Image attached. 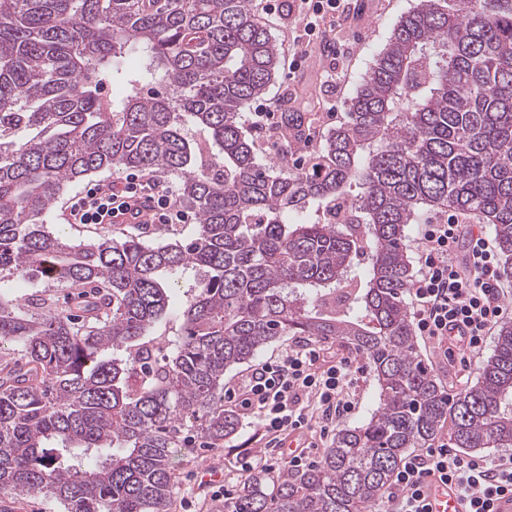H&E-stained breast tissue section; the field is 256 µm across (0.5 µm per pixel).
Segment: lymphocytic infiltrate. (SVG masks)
I'll return each instance as SVG.
<instances>
[{
  "instance_id": "obj_1",
  "label": "lymphocytic infiltrate",
  "mask_w": 512,
  "mask_h": 512,
  "mask_svg": "<svg viewBox=\"0 0 512 512\" xmlns=\"http://www.w3.org/2000/svg\"><path fill=\"white\" fill-rule=\"evenodd\" d=\"M133 201L151 212L153 223L189 221L168 182L143 181L135 174L121 183L85 187L70 208V221L113 224ZM416 251L419 274L409 290L414 331L443 345L447 359L470 364L505 314L500 258L483 225L463 222L453 213L445 223L421 226ZM320 358V348L310 344L286 349L226 392L228 400L255 417L265 433L294 439V447L270 454L269 469L314 466L306 430L317 419L321 436H328L334 417L348 415L354 408L348 391L363 366L343 357L324 368ZM434 474L470 498L473 512H493L495 498L512 493L511 457L497 461L464 457L441 443L403 460L381 499V512H426L424 483Z\"/></svg>"
}]
</instances>
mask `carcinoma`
<instances>
[{
  "mask_svg": "<svg viewBox=\"0 0 512 512\" xmlns=\"http://www.w3.org/2000/svg\"><path fill=\"white\" fill-rule=\"evenodd\" d=\"M279 59L252 0H0V276L76 288L84 313L0 294L20 355L0 363L1 491L171 512L175 449L238 428L224 372L286 336L353 345L379 404L317 465L251 476L229 512H373L445 425L457 448L512 447V321L451 395L404 301L408 226L429 212L491 225L512 274V0H420L308 168L261 162L241 125ZM106 169L178 178L195 236L45 231L66 186Z\"/></svg>",
  "mask_w": 512,
  "mask_h": 512,
  "instance_id": "cac0c4a2",
  "label": "carcinoma"
}]
</instances>
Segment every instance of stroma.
Here are the masks:
<instances>
[{
	"instance_id": "1",
	"label": "stroma",
	"mask_w": 512,
	"mask_h": 512,
	"mask_svg": "<svg viewBox=\"0 0 512 512\" xmlns=\"http://www.w3.org/2000/svg\"><path fill=\"white\" fill-rule=\"evenodd\" d=\"M278 12L265 15L273 38L281 51V62L260 97V104L274 112L291 110L305 117L299 138L280 142L275 128L263 131L251 128V112H244L243 124L254 141L262 162H269L280 147L289 150L288 164L304 168L321 145L325 135L346 117L349 101L360 81L369 71L376 55L385 46L398 18L416 8L419 0H343L347 12L341 18L325 17L320 24V36L310 38L303 31L298 15L292 14L294 0H279ZM83 182L69 186L50 211L45 227L63 234L73 242L100 235L116 239L137 236L154 243L158 237L150 224H73L69 211L73 198L83 189ZM482 357L470 366L446 360L441 349L428 340H418V352L429 369L449 393L463 392L479 377L485 357L491 356L495 339H488ZM266 439L254 418L239 416L238 430L220 448H181L175 465L176 495L172 512H183L184 502H193L197 512H224L223 501L214 499L205 480L207 468H215L223 483L241 486L247 477L241 471V449H250L260 456L265 452Z\"/></svg>"
}]
</instances>
